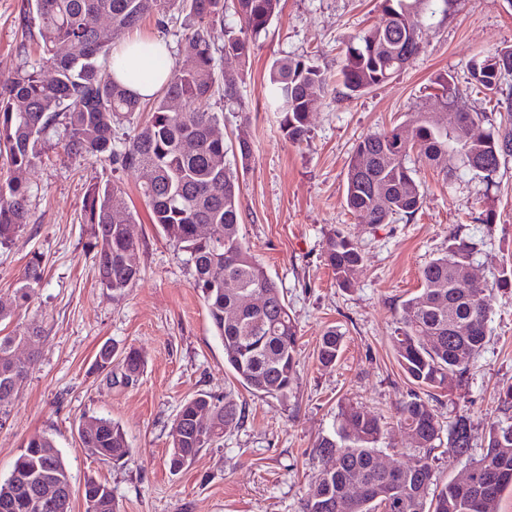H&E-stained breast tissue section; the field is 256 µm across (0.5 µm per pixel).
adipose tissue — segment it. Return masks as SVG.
I'll return each instance as SVG.
<instances>
[{
    "mask_svg": "<svg viewBox=\"0 0 512 512\" xmlns=\"http://www.w3.org/2000/svg\"><path fill=\"white\" fill-rule=\"evenodd\" d=\"M115 55L122 61L121 67L114 70L116 79L141 97L155 94L169 74L168 55L145 52L141 39L125 40L116 48Z\"/></svg>",
    "mask_w": 512,
    "mask_h": 512,
    "instance_id": "obj_1",
    "label": "adipose tissue"
}]
</instances>
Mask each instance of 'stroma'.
Returning a JSON list of instances; mask_svg holds the SVG:
<instances>
[{"label":"stroma","mask_w":512,"mask_h":512,"mask_svg":"<svg viewBox=\"0 0 512 512\" xmlns=\"http://www.w3.org/2000/svg\"><path fill=\"white\" fill-rule=\"evenodd\" d=\"M26 0H0V78L21 60L38 62L36 42H22ZM381 0H280L277 15L246 63L220 57L221 68L241 74L240 98H211L207 111L223 114L219 131L234 143L239 128L252 142L247 170L239 169L243 206L240 233L278 284L298 329V379L287 396L262 397L236 384L224 366L214 330L186 262L158 226L136 187L143 175L91 158L68 157L62 137L47 141L27 173L30 222L0 245V296L10 294L32 257L44 274L28 307L0 321V336L41 330L40 354L0 419V479H6L29 437L53 438L73 486V512H85L87 481L105 483L120 512H300L317 473L319 438L332 434L341 402L361 403L390 419L412 388L391 343L401 304L417 293L423 266L444 252L452 235L479 246L472 266L484 282L512 271V155L492 181L467 170L445 179L441 167L418 164L426 196L411 220L376 227L346 207V173L362 137L437 112L433 79L453 75L460 105L499 113L495 99L469 88L467 65L477 54L512 45V0H453L434 22L421 52L387 82L347 96L333 84L310 114L309 137L284 138L280 116L267 108L266 77L278 58L309 60L337 73L349 41L382 17ZM115 184L134 213L142 274L124 296L103 288L94 268L95 239L81 219L90 184ZM493 210L495 223L479 216ZM335 231L364 252L350 288L338 287L323 247ZM343 335L334 364L323 365L318 346L328 328ZM115 353L137 349L144 369L125 382L120 366L94 369L103 345ZM512 386V288L495 293L485 345L469 364L465 386L435 390L441 417L466 415L473 452L481 454L500 415V394ZM234 391L244 423L179 473L168 466L169 432L181 404L200 393ZM85 415L107 417L125 431L131 454L113 463L89 456L76 426Z\"/></svg>","instance_id":"stroma-1"}]
</instances>
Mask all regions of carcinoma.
Returning a JSON list of instances; mask_svg holds the SVG:
<instances>
[{
  "label": "carcinoma",
  "mask_w": 512,
  "mask_h": 512,
  "mask_svg": "<svg viewBox=\"0 0 512 512\" xmlns=\"http://www.w3.org/2000/svg\"><path fill=\"white\" fill-rule=\"evenodd\" d=\"M228 0H27L23 38L37 42L42 62L22 63L0 80V157L7 176L0 177V245L12 241L29 223L30 197L26 174L41 153V145L63 127V149L69 156L90 157L122 169L148 171L141 194L151 211L152 223L170 242L188 253L194 286L211 320L215 336L224 344V364L242 386L264 397H285L296 380L297 327L288 303L264 266L240 235L242 202L239 175L225 161L224 139L213 135L219 120L200 104L215 91L227 101L237 99L239 74L217 67L209 31L225 27L224 56L249 58L261 33L275 16L280 0H233L238 25L226 23ZM452 0H382V21L354 37L342 62V84L353 96L378 86L401 71L419 53L436 13L448 12ZM179 6L185 13L186 50L172 65L160 92L145 108L137 96L112 74L113 50L126 34L150 16L166 24L167 12ZM108 21L110 32L101 29ZM52 76L43 78L42 69ZM512 75V46L500 47L468 66V84L497 94ZM268 80L271 104L281 114L286 139L302 142L308 133L309 113L328 90L329 78L301 59L273 61ZM435 98L454 113L444 123L436 112H419L413 127L402 125L365 136L356 145L346 173V203L363 223L377 226L392 218H411L422 207L424 189L409 166L415 156L430 164L448 161L445 178L456 176L458 166L485 179L498 171L500 160L512 155V108L493 132L481 125L486 114H472L455 106L459 91L454 77L435 79ZM178 100L183 110L174 112ZM146 119L135 120L141 112ZM129 124L125 145L118 148L114 125ZM241 168L247 169L252 145L247 132L237 136ZM83 223L92 226L94 266L99 283L122 296L141 275L139 244L126 225L135 223L115 185L88 187L83 200ZM210 226L201 237L197 227ZM477 244L453 236L448 249L428 261L421 271L418 293L403 301L392 347L411 384L420 389L460 387L469 362L483 348L494 291L512 284V273L496 283L465 284L455 278L458 267L472 263ZM324 261L340 288H351L364 252L341 232L326 238ZM35 259L25 267L12 293L0 297V320L28 305L41 281ZM260 293L259 306L249 298ZM431 338L425 342V338ZM30 343L39 353L43 336L37 329L0 336V418L7 415L27 377L15 369L8 354ZM342 342L337 329L327 330L320 341L318 359L336 361ZM124 380L139 376L143 358L134 348L119 362ZM213 409L216 419L196 425L198 410ZM245 419V408L230 391L216 397L199 394L185 401L170 431L169 469L177 474L195 461L224 433ZM397 425L412 437L417 455L405 466L385 471L378 466L379 443L385 422L363 406L347 402L341 407L334 434L316 445L319 470L309 485L301 512H496L502 493L512 489V423L491 426L483 453L471 454L472 426L457 414L443 424L429 400L412 390L401 402ZM77 435L89 455L121 461L130 445L119 423L100 416H83ZM469 458L472 482L438 486L434 450ZM16 480L0 482V505L10 512H32L30 480L44 477L57 484L71 475L54 440L32 435L14 461ZM85 512H120L112 490L105 484H85Z\"/></svg>",
  "instance_id": "carcinoma-1"
}]
</instances>
